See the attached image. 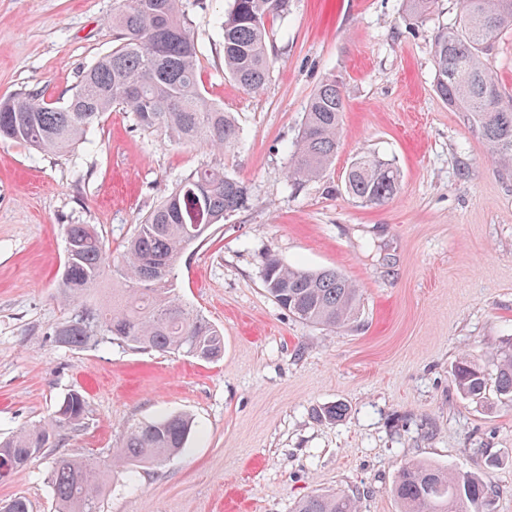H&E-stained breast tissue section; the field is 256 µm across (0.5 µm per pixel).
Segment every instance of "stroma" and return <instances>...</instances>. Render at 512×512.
Wrapping results in <instances>:
<instances>
[{"label": "stroma", "instance_id": "35a3bbf8", "mask_svg": "<svg viewBox=\"0 0 512 512\" xmlns=\"http://www.w3.org/2000/svg\"><path fill=\"white\" fill-rule=\"evenodd\" d=\"M117 0H0V99L64 102L111 51ZM230 0H182L201 54L204 95L231 113L233 149L171 143L116 106L63 154L0 140V438L46 422L71 391L84 420L0 482V502L54 512L48 476L60 455L103 464L99 512H292L322 491L358 494L360 512H400L391 493L407 461L450 466L497 489L512 512V404L462 397V352L492 366L512 343V170L493 163L464 113L434 90V36L457 0L413 23L405 0H290L269 19L270 79L244 91L224 72L220 23ZM329 75L346 101L324 173L286 177L308 102ZM400 172L397 195L347 194L353 160ZM216 169L251 189L245 209L189 247L176 292L224 332L219 360L59 346L65 224L95 225L119 255L135 227L190 173ZM334 268L360 290L351 324L303 323L267 295L268 256ZM344 405L339 418L325 408ZM173 414L193 421L186 448L111 467L130 427Z\"/></svg>", "mask_w": 512, "mask_h": 512}]
</instances>
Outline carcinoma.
<instances>
[{
	"instance_id": "cac0c4a2",
	"label": "carcinoma",
	"mask_w": 512,
	"mask_h": 512,
	"mask_svg": "<svg viewBox=\"0 0 512 512\" xmlns=\"http://www.w3.org/2000/svg\"><path fill=\"white\" fill-rule=\"evenodd\" d=\"M411 19L423 22L437 0H406ZM457 24L434 39L438 96L466 114L492 160L512 169V98L505 95L489 56L500 35L512 30V0H459ZM288 12V0H232L221 29L224 71L245 91L260 92L270 76L266 23ZM117 44L84 71L61 105L39 94L0 100V139L29 144L41 152L65 153L83 142L115 104L125 106L144 131H161L176 144L228 149L238 138L231 115L210 102L199 80L200 52L181 11V0H121L112 13ZM345 112L341 83L325 78L312 95L288 167V181L300 184L321 175L336 156ZM352 197L373 204L399 190V174L377 156L356 158L345 173ZM250 188L220 171L201 169L163 196L136 225L123 253L110 257L90 224H64L66 259L60 298L70 315L55 330L70 348L119 341L134 350L217 359L224 334L182 302L174 271L182 253L228 214L245 208ZM112 272V296L88 301ZM262 280L267 294L298 320L342 327L359 312V289L336 269L308 271L266 259ZM453 377L471 400L512 402V346L499 350L490 370L465 352ZM86 401L70 392L54 416L0 441V468L7 475L26 467L52 446L55 429L84 419ZM192 422L173 415L131 428L115 451L122 461L161 462L185 448ZM88 464L58 457L49 472L56 512H98L102 484L87 478ZM401 512H493L497 491L473 475L449 467L405 462L393 487ZM293 512H359L355 494L315 493L298 500Z\"/></svg>"
}]
</instances>
